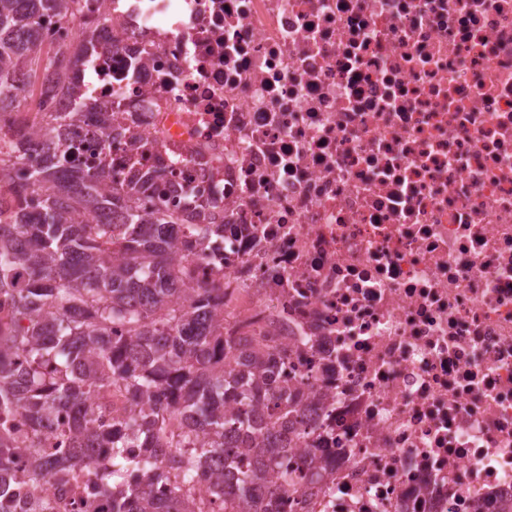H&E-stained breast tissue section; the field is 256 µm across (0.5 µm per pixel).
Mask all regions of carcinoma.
<instances>
[{
    "label": "carcinoma",
    "mask_w": 512,
    "mask_h": 512,
    "mask_svg": "<svg viewBox=\"0 0 512 512\" xmlns=\"http://www.w3.org/2000/svg\"><path fill=\"white\" fill-rule=\"evenodd\" d=\"M81 10L82 0H0V459L41 447L52 423L69 445L34 458L20 480L1 474L0 512H54L27 508L23 486L85 476L82 512H281L315 461L299 441L293 453L281 442L297 413L278 377L284 356L215 313L225 289L192 284L191 243L182 254L172 238L192 216L162 198L141 209V180L105 185L63 139L89 110L111 134L107 108L76 83L78 64L99 55L92 36L53 46L40 64L44 14L74 24ZM31 85L36 111L22 130L15 113ZM58 87L73 107L47 112ZM31 151L40 162L18 172ZM79 209L100 219L76 222ZM224 218L203 213L205 233L223 235ZM96 416L107 424L91 428ZM217 461L228 472H214L209 497L192 496L197 472ZM269 471L277 482L252 498Z\"/></svg>",
    "instance_id": "carcinoma-1"
}]
</instances>
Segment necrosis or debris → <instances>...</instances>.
I'll list each match as a JSON object with an SVG mask.
<instances>
[{"mask_svg":"<svg viewBox=\"0 0 512 512\" xmlns=\"http://www.w3.org/2000/svg\"><path fill=\"white\" fill-rule=\"evenodd\" d=\"M114 106L69 142L170 169L224 235L195 285L287 351L318 496L284 512H512V0H85Z\"/></svg>","mask_w":512,"mask_h":512,"instance_id":"1","label":"necrosis or debris"}]
</instances>
